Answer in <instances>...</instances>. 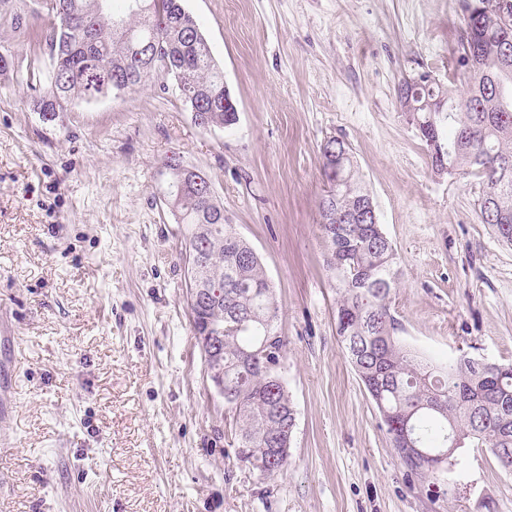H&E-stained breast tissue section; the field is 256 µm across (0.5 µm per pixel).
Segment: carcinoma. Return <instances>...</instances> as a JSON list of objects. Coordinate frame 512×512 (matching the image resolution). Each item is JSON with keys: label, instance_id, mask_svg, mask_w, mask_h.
I'll list each match as a JSON object with an SVG mask.
<instances>
[{"label": "carcinoma", "instance_id": "cac0c4a2", "mask_svg": "<svg viewBox=\"0 0 512 512\" xmlns=\"http://www.w3.org/2000/svg\"><path fill=\"white\" fill-rule=\"evenodd\" d=\"M112 11V0H45L47 22L20 36L29 47L46 45L52 75L33 99L34 111L52 121L76 98L103 97L112 84L128 89L159 75L172 77L189 112L213 126H229L237 115L224 111V73L183 0H158L152 11ZM81 18L74 29L61 25V12ZM124 19L126 41L112 36V20ZM149 43L152 55L140 61L131 48ZM475 64L501 88L495 97L485 85L467 84L459 97L436 82L418 85V103L442 99L444 112L420 110L410 116L416 129L432 121L448 127L440 138L446 163L496 184L499 206L512 211V57L498 60L494 37L482 40ZM336 159L323 156L327 184L336 195L319 202V228L327 243V266L339 293L336 335L342 352L375 403L394 448L411 445L426 455L402 464L412 474L435 471L433 456L448 451L452 439L486 448L505 469H512V364L460 355L433 367L409 351L396 336L390 311L397 286L396 252L381 224H338L332 219L368 195L349 145L334 139ZM168 197L186 226L187 298L199 288L220 295L189 305L197 318L224 328L220 343L225 405L234 411L237 447L260 454L261 474L287 469L296 415L288 392L271 373L284 341L274 322L278 306L258 254L234 225L224 222V208L202 189L169 181Z\"/></svg>", "mask_w": 512, "mask_h": 512}]
</instances>
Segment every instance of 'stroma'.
<instances>
[{
	"mask_svg": "<svg viewBox=\"0 0 512 512\" xmlns=\"http://www.w3.org/2000/svg\"><path fill=\"white\" fill-rule=\"evenodd\" d=\"M237 107L202 128L174 79L55 121L34 112L0 5V512H512V471L484 448L410 475L336 336V277L318 227L322 145L353 150L401 272L399 339L442 362L512 363V245L479 218L482 186L439 175L396 95L427 73L463 93L458 0H184ZM205 172L226 222L261 257L296 409L288 469L235 458L232 415L190 325L184 225L163 162Z\"/></svg>",
	"mask_w": 512,
	"mask_h": 512,
	"instance_id": "stroma-1",
	"label": "stroma"
}]
</instances>
